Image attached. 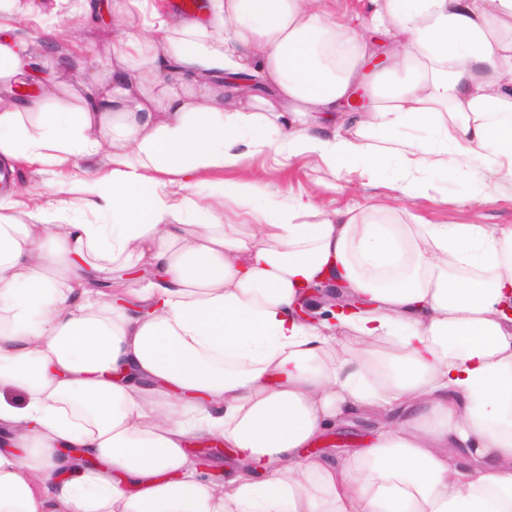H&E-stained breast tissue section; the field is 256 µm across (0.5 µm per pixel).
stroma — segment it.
Instances as JSON below:
<instances>
[{
	"mask_svg": "<svg viewBox=\"0 0 512 512\" xmlns=\"http://www.w3.org/2000/svg\"><path fill=\"white\" fill-rule=\"evenodd\" d=\"M73 171L50 166L22 167L10 174L5 190L14 204L10 213L20 222L28 221L32 198L41 207L61 212L69 219L97 224L108 223L105 215L93 213L87 206V194L74 191ZM221 180H245L269 198L289 203L302 197L310 200L322 215L346 209L363 210L376 201L391 205V221L410 223L420 217L428 224L512 225V183L502 182L484 194H476L468 175L455 171L432 174L426 189L413 195L401 194L390 174L370 175L359 170L332 172L314 156L283 159L270 151L254 155L246 169H226L212 173L209 182L193 188L173 184L170 195L199 202L211 199V183ZM468 206H461V199Z\"/></svg>",
	"mask_w": 512,
	"mask_h": 512,
	"instance_id": "35a3bbf8",
	"label": "stroma"
}]
</instances>
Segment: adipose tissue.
Returning <instances> with one entry per match:
<instances>
[{"label":"adipose tissue","instance_id":"1","mask_svg":"<svg viewBox=\"0 0 512 512\" xmlns=\"http://www.w3.org/2000/svg\"><path fill=\"white\" fill-rule=\"evenodd\" d=\"M68 2L0 0V93L38 83L0 111V163L107 152L111 180L82 173L114 221L19 223L0 200V512H512V226L393 224L386 204L315 221L247 182L214 185L256 218L224 225L160 180L273 151L393 158L408 195L452 153L462 173L480 157L479 190L512 181V0H363L359 31L323 0H213L148 40L124 30L138 0H113L92 69L52 24L11 26ZM239 73L267 88L247 108L214 85ZM117 273L121 298L95 289ZM319 280L361 309L300 321ZM361 412L382 416L365 447L308 455ZM210 436L238 451L219 491L186 452Z\"/></svg>","mask_w":512,"mask_h":512}]
</instances>
